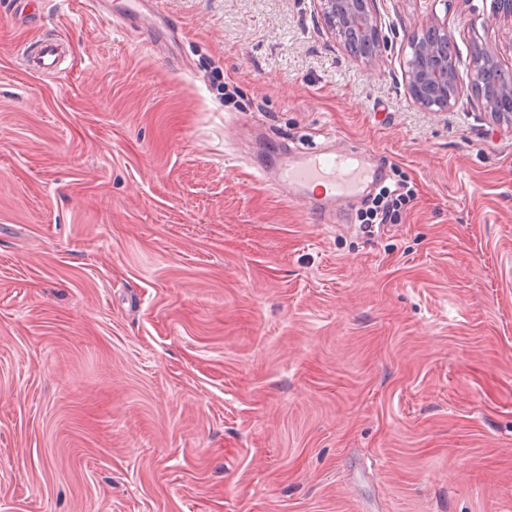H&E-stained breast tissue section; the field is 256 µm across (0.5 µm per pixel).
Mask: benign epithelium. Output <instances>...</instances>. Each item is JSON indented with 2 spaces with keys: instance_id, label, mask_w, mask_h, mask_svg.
<instances>
[{
  "instance_id": "obj_1",
  "label": "benign epithelium",
  "mask_w": 512,
  "mask_h": 512,
  "mask_svg": "<svg viewBox=\"0 0 512 512\" xmlns=\"http://www.w3.org/2000/svg\"><path fill=\"white\" fill-rule=\"evenodd\" d=\"M332 34L349 45L350 37L367 42L370 50L359 59L369 64L383 61L388 38L383 33L374 0H312ZM489 17L512 33V0H491ZM425 30L436 42L425 43L415 32L408 41L410 57L404 79L410 100L433 112H451L463 100L476 98L484 111L512 127V66L504 65L497 50L481 38L471 40L469 81L459 76V56L452 51L455 36L448 22L431 14Z\"/></svg>"
}]
</instances>
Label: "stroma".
Wrapping results in <instances>:
<instances>
[{"label": "stroma", "instance_id": "stroma-1", "mask_svg": "<svg viewBox=\"0 0 512 512\" xmlns=\"http://www.w3.org/2000/svg\"><path fill=\"white\" fill-rule=\"evenodd\" d=\"M163 0L129 36L0 0V512H512V128L408 99L406 38L484 0ZM67 42L57 73L21 52ZM369 147L415 198L320 227L255 173ZM316 9L335 38L349 47L351 36L366 41L370 50L365 55L352 53L356 59L369 64L383 61L388 48V38L383 33L380 18L373 0H312Z\"/></svg>", "mask_w": 512, "mask_h": 512}]
</instances>
